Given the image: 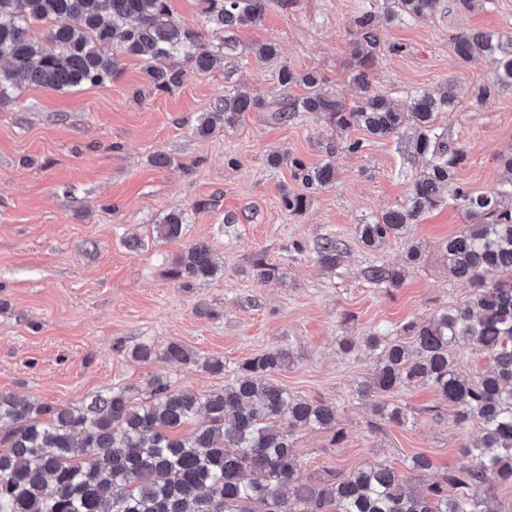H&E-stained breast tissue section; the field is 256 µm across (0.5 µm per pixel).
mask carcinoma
<instances>
[{
  "label": "carcinoma",
  "mask_w": 512,
  "mask_h": 512,
  "mask_svg": "<svg viewBox=\"0 0 512 512\" xmlns=\"http://www.w3.org/2000/svg\"><path fill=\"white\" fill-rule=\"evenodd\" d=\"M199 2L206 22L226 32L260 25L266 10L265 0ZM494 2L448 0V11H473ZM439 3L392 0L382 10L369 6L353 16V81L360 91L353 107L326 94L315 70L298 74L285 66L278 81L307 89L288 104L286 120L301 112H323L336 128H359L375 138L396 137L408 125L416 129L408 145L421 158L422 171L406 204L358 225L366 247L378 250L404 234L446 197L475 219L441 244L450 271L469 288L468 297L402 325L395 334H366L362 343L379 352V366L373 380L356 389L362 399L374 397L382 420L400 427L410 417L394 395L430 386L454 408L458 421L480 428L478 440L466 447V461L423 486L386 463L298 482L293 431L328 430L335 443L343 432L336 429V403L298 398L270 381L292 360L288 349L274 347L237 366L231 382L206 394L174 390L160 379L150 380L148 396L139 400L114 389L72 407L0 393V423L12 426L0 440L8 446L0 451V512H512V506L495 502L488 486L492 477L512 484V152L499 158L507 179L489 192L470 190L455 176L464 154L435 125L439 113L455 108L453 89L445 83L417 91L411 111L401 112L369 79L380 30L432 16ZM37 22L48 25L43 41L29 34ZM452 43L460 61L490 66L491 80L474 86L472 102L479 105L496 89H512V42L495 31L474 29L456 33ZM109 45L112 54L106 55L101 47ZM123 55L142 60L148 84L159 91L184 78L166 60L185 56L203 72L215 60L201 34L172 15L168 0H0V103L22 82L54 90L102 83L121 70ZM260 105L258 97L226 93L218 111L199 118L196 132L211 135L217 119L231 127ZM267 161L272 167L288 165L292 179L311 191L336 183L329 161L313 166L276 151ZM281 203L299 212L306 196L286 190ZM156 233L161 240L180 238L181 214H167ZM315 253L324 268L334 271L346 245L325 235ZM254 268L262 284L280 278L278 268L261 254ZM490 270L500 273L497 280L486 279ZM218 271L209 247L194 243L178 257L174 275L190 283ZM402 277V270L384 265H373L366 274L377 286H396ZM462 343L482 350L489 368L463 375L453 357ZM158 354L175 366L198 364L211 373L225 368L222 359L199 361L178 341L159 352L141 343L131 352L143 362ZM201 411L208 423L195 426Z\"/></svg>",
  "instance_id": "cac0c4a2"
}]
</instances>
